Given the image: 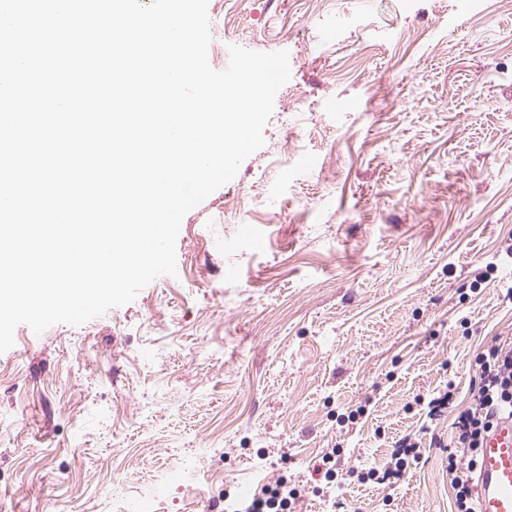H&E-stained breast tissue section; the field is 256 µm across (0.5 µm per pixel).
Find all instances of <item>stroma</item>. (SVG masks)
Returning <instances> with one entry per match:
<instances>
[{
  "mask_svg": "<svg viewBox=\"0 0 512 512\" xmlns=\"http://www.w3.org/2000/svg\"><path fill=\"white\" fill-rule=\"evenodd\" d=\"M208 15L214 69L233 45L289 53L264 144L184 216L176 276L79 326L16 328L0 512H102L169 466L188 478L148 512H224L283 474L306 488L294 512H456L453 422L482 353L512 336V7L209 0ZM289 140L310 165L276 164ZM448 387L422 431L423 398ZM407 434L421 457L402 479L360 483Z\"/></svg>",
  "mask_w": 512,
  "mask_h": 512,
  "instance_id": "1",
  "label": "stroma"
}]
</instances>
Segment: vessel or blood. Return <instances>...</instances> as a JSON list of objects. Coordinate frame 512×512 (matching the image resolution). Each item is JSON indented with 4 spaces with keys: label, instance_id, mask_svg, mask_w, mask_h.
Segmentation results:
<instances>
[{
    "label": "vessel or blood",
    "instance_id": "vessel-or-blood-1",
    "mask_svg": "<svg viewBox=\"0 0 512 512\" xmlns=\"http://www.w3.org/2000/svg\"><path fill=\"white\" fill-rule=\"evenodd\" d=\"M477 512H512V417L500 419L478 450Z\"/></svg>",
    "mask_w": 512,
    "mask_h": 512
}]
</instances>
